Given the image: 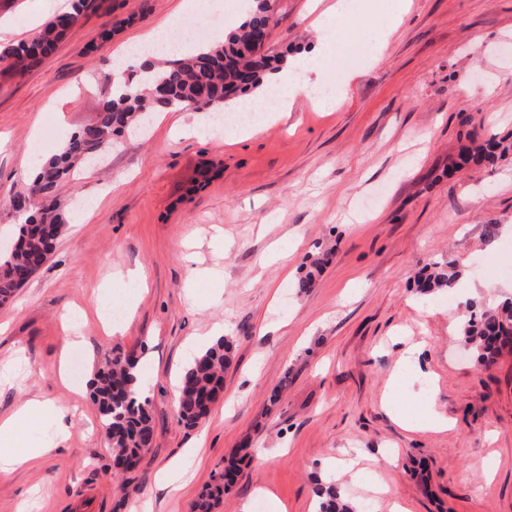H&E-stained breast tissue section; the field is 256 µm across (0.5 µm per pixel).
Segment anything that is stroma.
Here are the masks:
<instances>
[{"instance_id": "35a3bbf8", "label": "stroma", "mask_w": 512, "mask_h": 512, "mask_svg": "<svg viewBox=\"0 0 512 512\" xmlns=\"http://www.w3.org/2000/svg\"><path fill=\"white\" fill-rule=\"evenodd\" d=\"M333 2L275 0L268 51L308 50ZM183 3L95 0L37 67L0 77V253L14 241L22 158L56 154L93 123L117 51L173 16L189 21ZM371 3L355 0L339 45L381 36L384 57L342 70L326 57L324 78L341 80L335 109L299 96L240 137L205 112L208 135L189 136L186 113L159 112L145 136H121L102 166L59 188L64 234L0 306V418L38 399L64 410L69 434L38 463L0 470V512H191L244 446L216 512H316V488L352 457L388 485L380 497L343 478L360 512L394 500L409 512H512V349L486 365L459 336L462 316L512 301V151L460 161L489 140L512 144V0H411L391 31ZM436 261L462 275L421 292ZM115 298L120 329L81 325L80 366L61 382L67 316ZM218 327L234 353L224 396L188 428L176 381ZM119 353L139 360L156 438L112 480L89 382ZM432 412L447 430L427 428Z\"/></svg>"}]
</instances>
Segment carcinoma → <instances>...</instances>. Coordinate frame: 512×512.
<instances>
[{
	"label": "carcinoma",
	"instance_id": "1",
	"mask_svg": "<svg viewBox=\"0 0 512 512\" xmlns=\"http://www.w3.org/2000/svg\"><path fill=\"white\" fill-rule=\"evenodd\" d=\"M92 0H71L69 8L54 16L28 41L0 45V71L22 75L49 55L63 34L80 20ZM276 22L270 0H253L248 17L229 32L224 41L206 43L196 53L157 61L147 76L133 81L135 91L119 98L112 92L111 78L104 77L103 97L96 121L74 132L62 151L49 158L38 176L16 193V201L32 200L31 208L15 211L17 236L12 251L0 261V306L7 304L48 260L65 224L54 195L57 186L76 165L112 147L114 138L133 128L146 107L181 109L201 102L200 109L215 110L247 90L268 84L269 76L288 66V52L265 54L256 62L241 54L240 43L256 29L267 30ZM459 272L449 262H435L422 275L421 288L456 285ZM462 342L485 363L512 342V303L472 315L461 324ZM139 360L132 354H115L99 368L90 382L112 451V473L135 466L153 446L155 431L150 403L132 386ZM232 365L230 342L217 339L193 357L179 378V419L188 426L205 418L224 393V371ZM247 457L228 462L212 477L192 505V512H216L226 486ZM318 512H356L353 503L334 484L319 486Z\"/></svg>",
	"mask_w": 512,
	"mask_h": 512
}]
</instances>
